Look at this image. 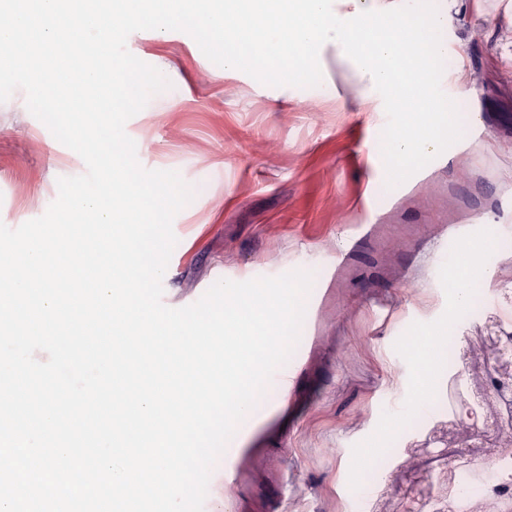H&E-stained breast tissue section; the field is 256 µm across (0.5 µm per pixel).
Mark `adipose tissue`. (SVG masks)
Listing matches in <instances>:
<instances>
[{
	"mask_svg": "<svg viewBox=\"0 0 512 512\" xmlns=\"http://www.w3.org/2000/svg\"><path fill=\"white\" fill-rule=\"evenodd\" d=\"M191 14L202 15L224 34V67L238 68L232 47L237 23L249 14L261 42L278 43L293 55V80L304 79L327 48L354 70L362 91L360 112H393L402 101L415 111L413 129L396 131L390 154L410 166L442 153L451 125L443 92L434 85L435 60L448 48L441 34L448 27L452 0H439L422 15L418 0H190Z\"/></svg>",
	"mask_w": 512,
	"mask_h": 512,
	"instance_id": "1",
	"label": "adipose tissue"
}]
</instances>
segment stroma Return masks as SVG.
<instances>
[{"label": "stroma", "instance_id": "35a3bbf8", "mask_svg": "<svg viewBox=\"0 0 512 512\" xmlns=\"http://www.w3.org/2000/svg\"><path fill=\"white\" fill-rule=\"evenodd\" d=\"M446 41L466 72L462 124L439 159L392 184L390 158L368 146L404 115L353 111L358 88L334 50L315 78L291 82L261 60L224 70L182 31L129 35L128 50L171 87L125 132L143 168L178 172L194 191L172 223L163 303L295 270L311 273L316 296L294 386L285 397L266 387L235 482L212 475L203 512H468L512 491V448L497 430L506 410L487 398L493 349L512 334V247L497 239L512 237V0H461ZM85 171L23 90L0 103V223L41 217L58 178ZM452 233L486 255L479 307L452 298ZM421 323L449 328L454 348L435 369L429 411L404 426L417 371L397 340ZM378 455L379 471L346 484L349 457Z\"/></svg>", "mask_w": 512, "mask_h": 512}]
</instances>
